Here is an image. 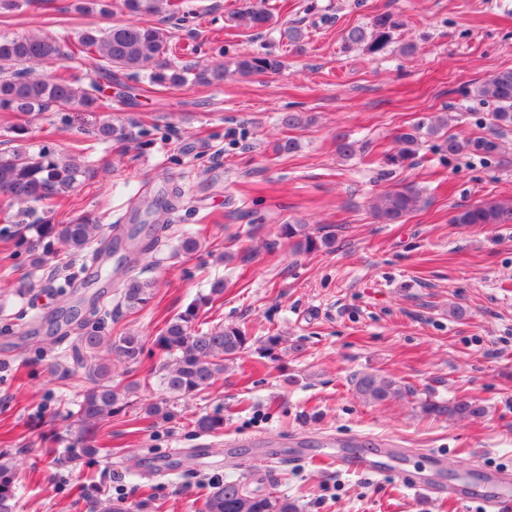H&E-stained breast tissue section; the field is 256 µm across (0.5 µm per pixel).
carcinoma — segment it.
Returning <instances> with one entry per match:
<instances>
[{"label": "carcinoma", "instance_id": "obj_1", "mask_svg": "<svg viewBox=\"0 0 512 512\" xmlns=\"http://www.w3.org/2000/svg\"><path fill=\"white\" fill-rule=\"evenodd\" d=\"M125 10L135 16L165 12L174 17L183 4L178 0H122ZM241 18L250 27L264 29L270 23V13L256 5L243 8ZM402 20L388 12L375 15L370 28L353 27L344 37L350 47H362L369 53L384 49L394 39ZM171 36L161 27L128 21L104 30H87L77 34L76 40L68 36L54 38L27 34L0 36V109L18 112H43L54 106L65 109L73 106L91 108L103 95L102 80L112 78V69L143 77L158 86H178L190 81L211 84L224 80L226 69L191 72L171 64L167 54ZM90 60L93 72L86 82L75 86L65 75L49 67L59 61ZM284 66L278 55H249L236 60L234 72L249 76L275 72ZM465 96L489 105L490 120L494 128L512 127V70L495 73L484 81L471 84ZM448 115H439L426 127V134L439 141L437 147L444 153L458 155L465 151L492 154L497 150L493 140L478 137L459 141L447 134ZM396 141L400 148L385 156L389 166L402 167L417 153L418 136L403 132ZM90 168L74 159L61 157L53 148L44 146L30 155L14 152L0 157V205L10 210L16 205L50 202L75 191ZM426 200L422 191L413 185L385 192L373 203L376 218L387 224L405 221ZM454 224H511L512 203L489 200L478 206L463 207L456 211ZM36 238L21 239L17 246L26 251L40 247L48 253L59 241L74 253L95 254L110 232V228L89 217H78L67 224H37ZM281 235L293 241L295 248L311 252L320 248L331 249L336 244V232L317 235L305 224H285ZM224 295V281H214L207 292L197 297L183 312L169 320L153 340L157 364L149 374L157 380L163 393L160 401L145 408L149 416L169 418L174 415L177 401L196 395L211 387L224 371L243 357L255 337L240 326L200 331L195 322L201 311ZM155 297L154 283L129 276L122 281L117 305L129 310L148 305ZM106 307L91 311V318L77 326L73 362L82 371L88 386L82 390L76 412L81 428L78 439L83 455L93 456L100 451L96 446L99 430L112 414L129 404L137 394L139 382L123 383L115 379L114 367L122 364L129 369L142 363L145 340L137 333H127L116 339L103 335ZM356 395L369 404L402 399L415 390L395 378L377 372H362L353 381ZM420 409L427 415L446 416L453 420L483 418L487 409L479 400L460 398L448 404L430 398L420 401ZM195 424L202 432L217 433L224 429V414L215 411L199 416ZM18 468L8 453H0V512H14ZM207 512H299L296 501L272 492L260 493L248 489L239 481H226L212 486L206 499Z\"/></svg>", "mask_w": 512, "mask_h": 512}]
</instances>
